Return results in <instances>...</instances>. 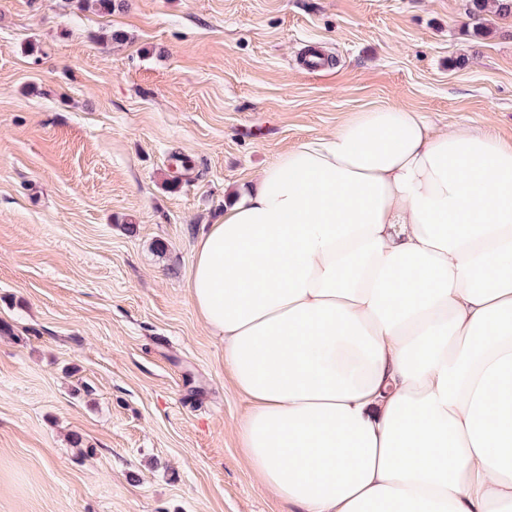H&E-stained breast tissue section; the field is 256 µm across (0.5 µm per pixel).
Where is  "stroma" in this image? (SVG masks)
Masks as SVG:
<instances>
[{"mask_svg":"<svg viewBox=\"0 0 512 512\" xmlns=\"http://www.w3.org/2000/svg\"><path fill=\"white\" fill-rule=\"evenodd\" d=\"M468 9L0 0V512H288L189 297L197 238L355 112L512 139V19Z\"/></svg>","mask_w":512,"mask_h":512,"instance_id":"obj_1","label":"stroma"}]
</instances>
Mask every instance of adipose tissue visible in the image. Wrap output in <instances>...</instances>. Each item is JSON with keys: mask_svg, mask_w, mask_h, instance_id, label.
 <instances>
[{"mask_svg": "<svg viewBox=\"0 0 512 512\" xmlns=\"http://www.w3.org/2000/svg\"><path fill=\"white\" fill-rule=\"evenodd\" d=\"M188 288L291 512H512V141L355 113L233 196Z\"/></svg>", "mask_w": 512, "mask_h": 512, "instance_id": "1", "label": "adipose tissue"}]
</instances>
